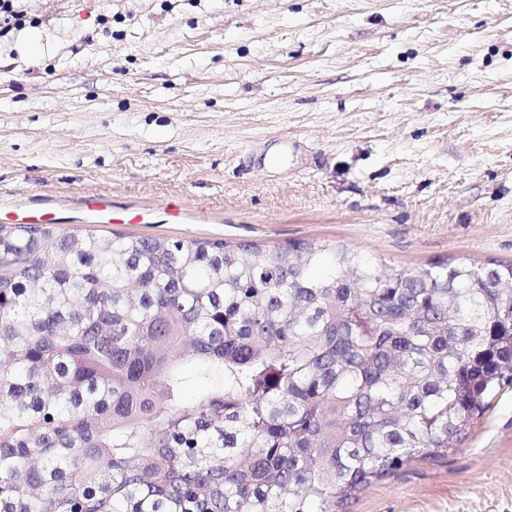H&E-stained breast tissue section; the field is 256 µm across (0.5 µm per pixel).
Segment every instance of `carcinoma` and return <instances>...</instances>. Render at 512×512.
Returning a JSON list of instances; mask_svg holds the SVG:
<instances>
[{"label":"carcinoma","mask_w":512,"mask_h":512,"mask_svg":"<svg viewBox=\"0 0 512 512\" xmlns=\"http://www.w3.org/2000/svg\"><path fill=\"white\" fill-rule=\"evenodd\" d=\"M511 386L512 261L0 224V512H343Z\"/></svg>","instance_id":"carcinoma-1"}]
</instances>
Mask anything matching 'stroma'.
<instances>
[{
    "instance_id": "stroma-1",
    "label": "stroma",
    "mask_w": 512,
    "mask_h": 512,
    "mask_svg": "<svg viewBox=\"0 0 512 512\" xmlns=\"http://www.w3.org/2000/svg\"><path fill=\"white\" fill-rule=\"evenodd\" d=\"M0 205L58 232L512 261V0H25ZM143 211L106 223L87 199ZM179 217H171V208ZM345 512H512V387Z\"/></svg>"
}]
</instances>
